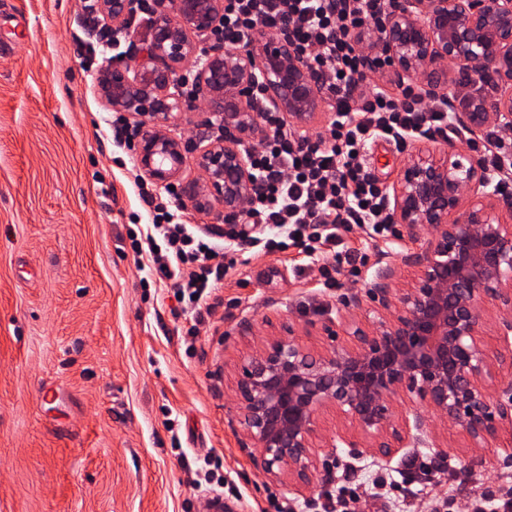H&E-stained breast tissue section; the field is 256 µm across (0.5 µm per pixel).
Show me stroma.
Here are the masks:
<instances>
[{
  "mask_svg": "<svg viewBox=\"0 0 512 512\" xmlns=\"http://www.w3.org/2000/svg\"><path fill=\"white\" fill-rule=\"evenodd\" d=\"M84 0H9L0 11V512H381L384 477L408 508L455 494V512L512 485V447L474 454L448 436L446 459L407 448L385 460L332 449L330 471L291 489L253 462L234 367L262 340L295 331L324 350L320 325L378 267L413 275L410 244L345 233L328 288L297 249L236 253L210 311L178 307L172 281L134 253L148 205L116 160L111 110L93 85L107 39L91 40ZM411 149L379 140L372 170L393 186Z\"/></svg>",
  "mask_w": 512,
  "mask_h": 512,
  "instance_id": "1",
  "label": "stroma"
}]
</instances>
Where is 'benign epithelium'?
Returning <instances> with one entry per match:
<instances>
[{
	"mask_svg": "<svg viewBox=\"0 0 512 512\" xmlns=\"http://www.w3.org/2000/svg\"><path fill=\"white\" fill-rule=\"evenodd\" d=\"M98 24L110 33L131 31L142 0H95ZM224 0H151L148 35L135 44L137 65L104 59L96 91L104 104L133 119L140 170L168 186L193 155L206 181L191 183L187 201L216 219L239 216L257 186L246 154L269 133L262 112H279L306 130L324 99L320 81L288 38L266 31L245 48H229L220 34ZM366 69L392 71L421 98L457 100L448 69L499 93L467 95L455 113L474 136L489 127H512V0H391L369 34ZM197 60L194 80L206 101L207 133L189 145L171 133L175 114L194 108L181 90L184 61ZM481 155L416 141L393 187V222L406 236L434 235L404 256L417 268L405 288L397 271L378 270L369 303L321 330L332 345L313 352L295 339L272 336L243 359L237 386L241 421L258 445L256 466L292 486L308 484L320 467L315 446L321 414L354 420L363 436L339 430L326 447L355 456L390 458L405 448L447 454L421 416L399 419L406 403L424 405L446 427L467 437L477 453L491 442L512 447V383L487 392L505 362L490 355L488 328L512 341V204L500 205ZM497 308L488 322L486 307Z\"/></svg>",
	"mask_w": 512,
	"mask_h": 512,
	"instance_id": "benign-epithelium-1",
	"label": "benign epithelium"
}]
</instances>
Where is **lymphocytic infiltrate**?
<instances>
[{
	"label": "lymphocytic infiltrate",
	"instance_id": "1",
	"mask_svg": "<svg viewBox=\"0 0 512 512\" xmlns=\"http://www.w3.org/2000/svg\"><path fill=\"white\" fill-rule=\"evenodd\" d=\"M387 0H224V43L249 45L259 30L281 31L323 77L327 133H294L277 112L263 121L270 135L250 151L260 180L240 220L225 224L217 245L175 220L147 187L141 198L153 205L145 238L133 239L136 254L153 248L157 271L175 282L178 302L202 309L224 278V249L262 244L273 253L294 246L305 257L321 256L323 245L341 246L352 227L370 237L393 236L387 191L367 165L364 153L382 137L397 146L408 138L447 139L452 109L395 96L367 82L359 49L370 27L381 20Z\"/></svg>",
	"mask_w": 512,
	"mask_h": 512
}]
</instances>
